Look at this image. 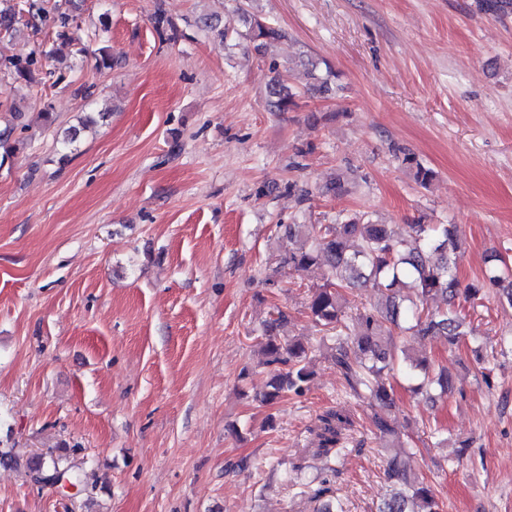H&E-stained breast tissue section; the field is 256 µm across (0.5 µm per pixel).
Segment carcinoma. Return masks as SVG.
Returning <instances> with one entry per match:
<instances>
[{"instance_id": "carcinoma-1", "label": "carcinoma", "mask_w": 512, "mask_h": 512, "mask_svg": "<svg viewBox=\"0 0 512 512\" xmlns=\"http://www.w3.org/2000/svg\"><path fill=\"white\" fill-rule=\"evenodd\" d=\"M239 27L216 29L206 18L196 21L199 28L210 31L220 42L236 35L253 45L255 51L267 53L286 33L267 23L260 16L241 5L237 7ZM75 16L64 11L54 19L57 38L73 40ZM18 23L16 9L0 6V32L15 29ZM154 28L168 40L178 37V28L158 9L152 16ZM5 68L17 81L37 82L41 64L37 58H9ZM299 93L278 84L269 102L274 112H287L296 105ZM403 164L413 179L422 187L435 177L432 169L407 154ZM288 245L278 254V265L294 272L313 268L321 271L323 284L310 296L306 310L314 326L334 330L331 344L326 346L327 359L336 367L353 396L368 403V419L375 437L396 452L386 463L387 480L399 484L384 496L378 512H443L436 490L420 480L407 478L403 450L405 443L395 432L390 409L394 406V387L388 377L399 372L416 382L413 390H437L448 393V369L435 364L426 356H416L397 345L396 337L425 340L445 336L448 345L455 346L470 334L467 315L462 313L459 294L464 300L477 298L481 288L467 285L459 288L455 274L460 246L446 224H409L400 233L392 224L374 222L365 213L336 218L334 224H312L305 230L303 224H288L285 230ZM483 281L497 287L512 305V269L502 257L494 256L486 268ZM373 283L380 295L370 308L355 313L359 328L352 335L343 332L347 317L345 291ZM440 297L444 308H434L430 300ZM288 314L279 309L264 324L259 349L263 363L275 366L261 402L273 404L292 394L301 396L310 387L314 372V347L300 341H283L279 328ZM285 369L280 370L278 366ZM321 433L316 454L325 458L336 455L340 443L336 423L348 419L337 410L321 416ZM0 463L22 469L31 479L40 483L43 477L63 472L74 485L80 484L79 475L64 464L61 455L49 450L39 456L23 460L9 450H0ZM336 469L327 466L326 476L313 489L311 501L318 503L314 512H344L335 496Z\"/></svg>"}]
</instances>
